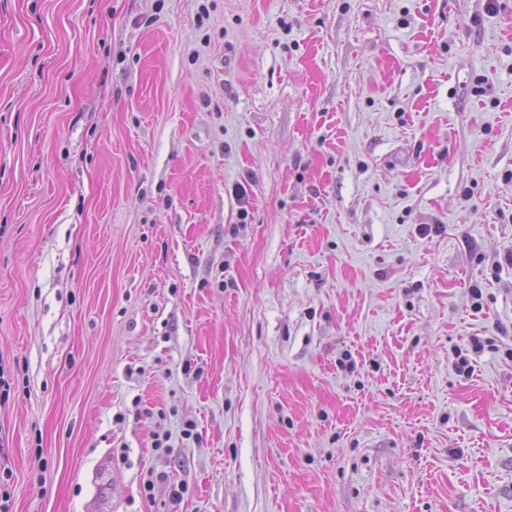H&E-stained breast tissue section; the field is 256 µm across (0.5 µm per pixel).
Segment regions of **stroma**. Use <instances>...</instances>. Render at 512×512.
<instances>
[{
  "label": "stroma",
  "mask_w": 512,
  "mask_h": 512,
  "mask_svg": "<svg viewBox=\"0 0 512 512\" xmlns=\"http://www.w3.org/2000/svg\"><path fill=\"white\" fill-rule=\"evenodd\" d=\"M510 251L512 0H0L10 512H512Z\"/></svg>",
  "instance_id": "obj_1"
}]
</instances>
